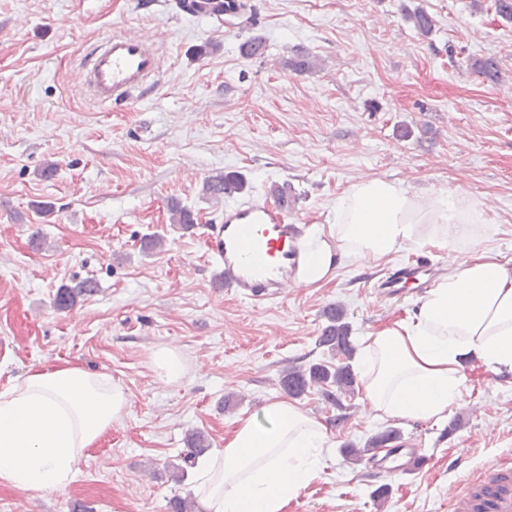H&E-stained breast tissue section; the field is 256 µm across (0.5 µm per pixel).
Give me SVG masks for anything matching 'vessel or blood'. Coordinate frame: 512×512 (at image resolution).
I'll use <instances>...</instances> for the list:
<instances>
[{
  "mask_svg": "<svg viewBox=\"0 0 512 512\" xmlns=\"http://www.w3.org/2000/svg\"><path fill=\"white\" fill-rule=\"evenodd\" d=\"M160 73V54L138 35L115 32L94 50L87 70V94L101 105L132 100ZM306 227L288 221V210L265 199L225 206L219 223L206 225L204 244L222 262L220 279L237 296L261 302L300 285ZM428 265L388 271L387 293L417 281ZM448 512H512V466L502 462L467 479L448 497Z\"/></svg>",
  "mask_w": 512,
  "mask_h": 512,
  "instance_id": "obj_1",
  "label": "vessel or blood"
}]
</instances>
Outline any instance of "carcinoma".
I'll list each match as a JSON object with an SVG mask.
<instances>
[{
	"mask_svg": "<svg viewBox=\"0 0 512 512\" xmlns=\"http://www.w3.org/2000/svg\"><path fill=\"white\" fill-rule=\"evenodd\" d=\"M405 18L412 22L419 34L425 37L434 30L433 16L421 7L405 10ZM239 52L245 58H262L266 53V42L261 37L250 38L239 45ZM284 65L292 72L302 74L316 67V59L304 50H296L284 61ZM466 66L484 82L497 84L501 81L500 64L493 56L469 58L466 60ZM246 188L247 183L236 171L220 173L209 178L205 183V190L214 195L231 196L244 192ZM168 210L171 214V222L179 225L182 230H188L196 223L192 210L175 199L168 203ZM95 288L96 282L90 278L80 280L73 285H62L56 291L54 304L59 310L71 309L80 299L93 293ZM325 318L327 324L318 338V346L327 348L331 354L344 357V362L338 365L316 362L305 367L288 368L281 377L280 383L283 390L290 396H301L313 387L325 390L328 395L331 394L329 388L333 386L341 393L354 390L357 380L350 361L356 353V347L351 340V325L346 321L344 309L338 305L328 308L325 311ZM399 437L398 430L390 429L371 437L366 447L362 449L354 447L346 449L345 456L356 460L363 453L382 448Z\"/></svg>",
	"mask_w": 512,
	"mask_h": 512,
	"instance_id": "1",
	"label": "carcinoma"
}]
</instances>
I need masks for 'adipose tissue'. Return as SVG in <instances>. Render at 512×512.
Returning <instances> with one entry per match:
<instances>
[{
	"mask_svg": "<svg viewBox=\"0 0 512 512\" xmlns=\"http://www.w3.org/2000/svg\"><path fill=\"white\" fill-rule=\"evenodd\" d=\"M334 219L314 227L303 284L328 282L338 262L381 259L404 247L448 253V271L409 318L361 338L362 402L375 419L439 420L461 405L467 360L512 373V265L485 242L479 200L457 188L421 195L363 179L338 196ZM110 374L70 365L34 370L0 389V481L25 491L66 486L85 450L125 413ZM326 424L274 399L236 422L221 448L199 458L192 488L203 512H287L321 472Z\"/></svg>",
	"mask_w": 512,
	"mask_h": 512,
	"instance_id": "obj_1",
	"label": "adipose tissue"
}]
</instances>
